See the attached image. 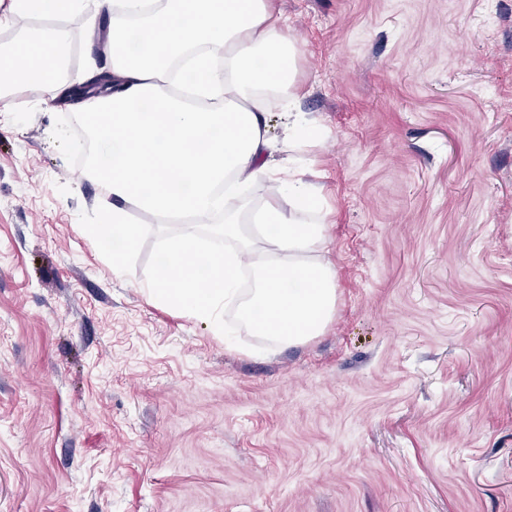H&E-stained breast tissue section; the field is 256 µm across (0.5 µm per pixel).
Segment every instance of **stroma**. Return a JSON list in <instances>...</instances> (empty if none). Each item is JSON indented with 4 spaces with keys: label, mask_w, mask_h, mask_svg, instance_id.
Returning a JSON list of instances; mask_svg holds the SVG:
<instances>
[{
    "label": "stroma",
    "mask_w": 512,
    "mask_h": 512,
    "mask_svg": "<svg viewBox=\"0 0 512 512\" xmlns=\"http://www.w3.org/2000/svg\"><path fill=\"white\" fill-rule=\"evenodd\" d=\"M298 39L336 311L282 346L145 291L164 240L128 203L121 274L80 164L95 0L54 99L0 112V512H512V0H270Z\"/></svg>",
    "instance_id": "35a3bbf8"
}]
</instances>
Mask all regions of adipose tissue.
I'll list each match as a JSON object with an SVG mask.
<instances>
[{"label":"adipose tissue","instance_id":"ef3b65f1","mask_svg":"<svg viewBox=\"0 0 512 512\" xmlns=\"http://www.w3.org/2000/svg\"><path fill=\"white\" fill-rule=\"evenodd\" d=\"M97 7L112 20V92L87 101L84 117L97 153L109 161L94 175L117 201L99 232L130 251L141 228L127 222L123 203L210 224L215 185L228 183L234 198L267 179L277 204L252 213L246 225L238 212L225 211L218 228L238 239L240 253L201 251L194 235L168 239L148 295L218 328L247 264L257 286L238 301L240 321L280 345L319 336L336 308V271L316 257L323 225L302 223L299 215L318 208L322 196L301 171L279 178L284 162L267 135L271 88L285 94L289 138L307 130L289 94L297 47L286 21L269 0H97ZM67 45L64 29L30 31L0 50V74L53 96ZM269 225L275 235H266Z\"/></svg>","mask_w":512,"mask_h":512}]
</instances>
